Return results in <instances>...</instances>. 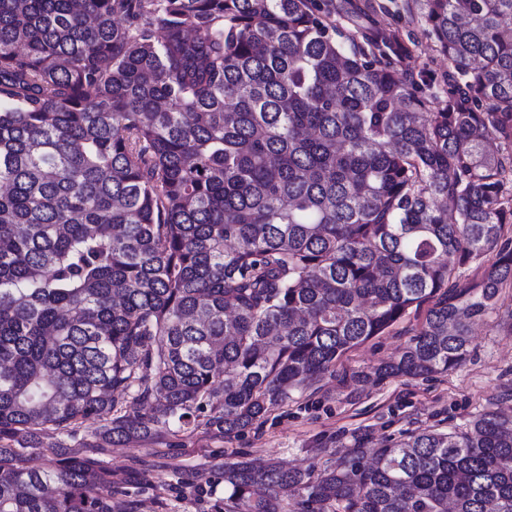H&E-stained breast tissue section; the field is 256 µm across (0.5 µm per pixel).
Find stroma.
<instances>
[{"label":"stroma","mask_w":512,"mask_h":512,"mask_svg":"<svg viewBox=\"0 0 512 512\" xmlns=\"http://www.w3.org/2000/svg\"><path fill=\"white\" fill-rule=\"evenodd\" d=\"M351 0H332L333 20L352 34L378 22L408 49L403 72L444 75L448 60L427 25L408 23L412 0H374L376 16H355ZM424 310H409L389 332L348 351L335 376L312 384L251 429L225 438L200 429L183 439L134 441L104 459L118 491L113 502L126 512H229L220 473L228 462L271 461L322 470L361 448L424 429L464 427L486 409L512 415V283L499 293L493 312L473 324L466 361L451 372L372 384V373L396 357L419 329Z\"/></svg>","instance_id":"1"}]
</instances>
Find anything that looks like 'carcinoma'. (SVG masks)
Wrapping results in <instances>:
<instances>
[{"label":"carcinoma","mask_w":512,"mask_h":512,"mask_svg":"<svg viewBox=\"0 0 512 512\" xmlns=\"http://www.w3.org/2000/svg\"><path fill=\"white\" fill-rule=\"evenodd\" d=\"M415 9L434 112L325 0H0V512H112L82 449L237 435L412 308L375 378L462 365L512 282V0ZM222 476L237 512H512V418Z\"/></svg>","instance_id":"cac0c4a2"}]
</instances>
